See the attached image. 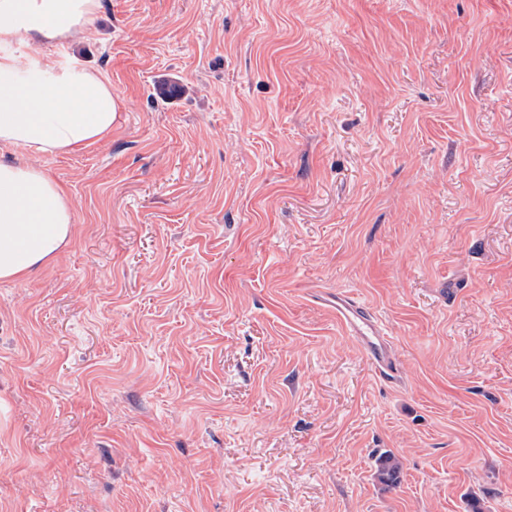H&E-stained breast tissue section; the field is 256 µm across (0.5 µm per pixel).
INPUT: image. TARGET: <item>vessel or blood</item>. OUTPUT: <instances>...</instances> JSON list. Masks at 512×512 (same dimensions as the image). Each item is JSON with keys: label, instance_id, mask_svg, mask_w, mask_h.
<instances>
[{"label": "vessel or blood", "instance_id": "vessel-or-blood-1", "mask_svg": "<svg viewBox=\"0 0 512 512\" xmlns=\"http://www.w3.org/2000/svg\"><path fill=\"white\" fill-rule=\"evenodd\" d=\"M333 308L339 323L357 337L368 353L377 375L389 382L396 381L390 340L373 311L347 292L337 293Z\"/></svg>", "mask_w": 512, "mask_h": 512}]
</instances>
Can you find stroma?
I'll use <instances>...</instances> for the list:
<instances>
[{
    "label": "stroma",
    "mask_w": 512,
    "mask_h": 512,
    "mask_svg": "<svg viewBox=\"0 0 512 512\" xmlns=\"http://www.w3.org/2000/svg\"><path fill=\"white\" fill-rule=\"evenodd\" d=\"M102 4L52 52L119 119L0 281V512H512V0ZM334 301L331 306L336 311L337 320L357 337L370 356L377 375L389 382L396 381L397 370L390 353L389 336L380 320L350 293L336 292Z\"/></svg>",
    "instance_id": "stroma-1"
}]
</instances>
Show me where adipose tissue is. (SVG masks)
Instances as JSON below:
<instances>
[{
  "label": "adipose tissue",
  "instance_id": "obj_1",
  "mask_svg": "<svg viewBox=\"0 0 512 512\" xmlns=\"http://www.w3.org/2000/svg\"><path fill=\"white\" fill-rule=\"evenodd\" d=\"M101 0H0V281L21 282L72 241L68 190L32 155L82 151L112 132L118 100L99 70L57 57L19 59L18 38L60 45L89 34Z\"/></svg>",
  "mask_w": 512,
  "mask_h": 512
}]
</instances>
